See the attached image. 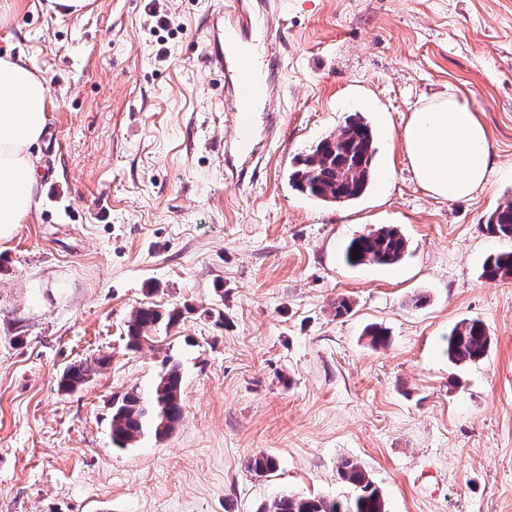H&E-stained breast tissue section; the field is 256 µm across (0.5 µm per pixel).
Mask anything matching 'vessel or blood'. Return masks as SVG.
<instances>
[{"label": "vessel or blood", "mask_w": 512, "mask_h": 512, "mask_svg": "<svg viewBox=\"0 0 512 512\" xmlns=\"http://www.w3.org/2000/svg\"><path fill=\"white\" fill-rule=\"evenodd\" d=\"M255 19L245 7H238L232 23H225L223 13L212 14L207 49L203 63L207 68L221 73L226 84L225 105L233 115L234 136L238 142L247 145L256 135L253 106L270 98L274 89L263 80L262 68L276 70L279 67L277 49L281 41L273 30H266L265 38L273 53L262 60L246 48L254 27Z\"/></svg>", "instance_id": "obj_1"}]
</instances>
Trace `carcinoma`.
Segmentation results:
<instances>
[{"label":"carcinoma","instance_id":"obj_1","mask_svg":"<svg viewBox=\"0 0 512 512\" xmlns=\"http://www.w3.org/2000/svg\"><path fill=\"white\" fill-rule=\"evenodd\" d=\"M375 137L370 124L357 114L351 115L338 134L321 139L306 155L298 159L291 174L296 190L325 203H343L362 196L370 187L374 173ZM484 232L499 238H512V201L490 212ZM407 251V241L395 228L382 226L350 239L344 259L350 266L399 263ZM481 276L489 281L512 277V252L489 255ZM182 310L160 311L150 305L134 309L127 324V349L136 351L151 339L149 333L160 324L170 328L179 323ZM490 346L486 325L479 319H463L448 334V360L454 364L475 363L484 358ZM107 358L84 361L64 370L60 387L74 391L85 385L86 377L95 375ZM179 365L167 360L158 379L147 390L132 389L113 402L110 430L112 444L127 448L138 438L151 435L163 439L182 417ZM247 468L262 475L276 468L268 455H255ZM341 478L353 486L355 494L345 501L282 495L263 512H384L382 496L367 470L356 461L344 460L338 467Z\"/></svg>","mask_w":512,"mask_h":512}]
</instances>
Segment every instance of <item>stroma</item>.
<instances>
[{"mask_svg": "<svg viewBox=\"0 0 512 512\" xmlns=\"http://www.w3.org/2000/svg\"><path fill=\"white\" fill-rule=\"evenodd\" d=\"M233 0H89L79 14L15 0L0 55L47 81L42 191L0 243V512H260L275 497L343 500L341 461L385 512H512V279L481 276L512 240L481 226L512 200V0H281L274 105L230 138L224 77L203 65L211 13ZM458 88L489 133L484 189L446 201L417 182L400 133ZM389 172L318 202L294 159L347 117ZM389 225L394 266L346 264ZM351 304L336 316L337 299ZM181 308L126 348L134 307ZM493 339L449 361L460 320ZM386 329L375 347L368 325ZM91 382L58 388L79 360ZM180 365L182 418L163 440L110 439L112 401ZM276 461L257 475L247 461ZM106 357L93 359L91 361L81 362L78 366H71L64 370L61 379L60 387L64 391H74L79 387L85 385L86 376H94L98 370L106 364Z\"/></svg>", "mask_w": 512, "mask_h": 512, "instance_id": "obj_1", "label": "stroma"}]
</instances>
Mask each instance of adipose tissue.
Masks as SVG:
<instances>
[{
	"label": "adipose tissue",
	"mask_w": 512,
	"mask_h": 512,
	"mask_svg": "<svg viewBox=\"0 0 512 512\" xmlns=\"http://www.w3.org/2000/svg\"><path fill=\"white\" fill-rule=\"evenodd\" d=\"M49 98L42 75L21 59L0 56V242L34 208L40 182L33 148L45 135ZM402 143L419 184L435 197L468 198L487 181V130L457 92L421 103Z\"/></svg>",
	"instance_id": "adipose-tissue-1"
}]
</instances>
